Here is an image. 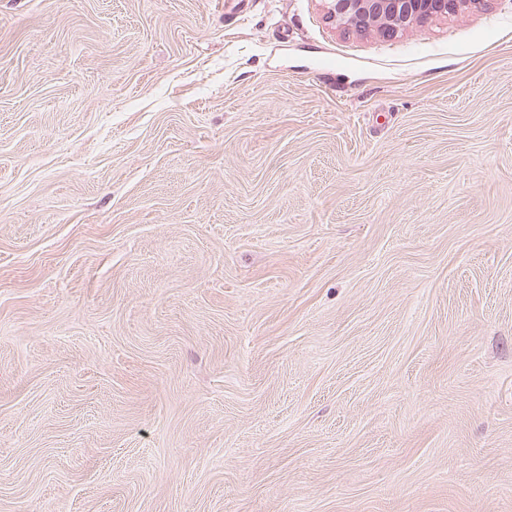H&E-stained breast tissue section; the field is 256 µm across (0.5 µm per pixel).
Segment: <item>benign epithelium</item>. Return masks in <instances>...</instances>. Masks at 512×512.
I'll list each match as a JSON object with an SVG mask.
<instances>
[{"label": "benign epithelium", "mask_w": 512, "mask_h": 512, "mask_svg": "<svg viewBox=\"0 0 512 512\" xmlns=\"http://www.w3.org/2000/svg\"><path fill=\"white\" fill-rule=\"evenodd\" d=\"M325 19L344 36L393 39L422 31L440 19L457 18L487 0H320Z\"/></svg>", "instance_id": "benign-epithelium-1"}]
</instances>
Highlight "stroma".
Instances as JSON below:
<instances>
[{
    "mask_svg": "<svg viewBox=\"0 0 512 512\" xmlns=\"http://www.w3.org/2000/svg\"><path fill=\"white\" fill-rule=\"evenodd\" d=\"M0 512H512V0H0ZM325 19L344 36L393 39L422 31L440 19L457 18L487 0H320Z\"/></svg>",
    "mask_w": 512,
    "mask_h": 512,
    "instance_id": "35a3bbf8",
    "label": "stroma"
}]
</instances>
